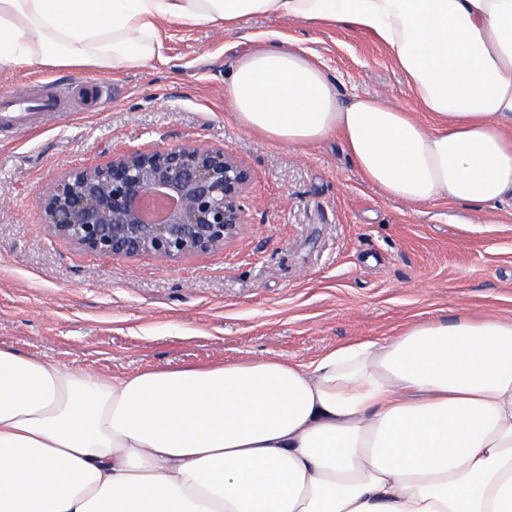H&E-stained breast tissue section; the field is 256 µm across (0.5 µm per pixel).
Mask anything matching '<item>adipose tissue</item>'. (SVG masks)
<instances>
[{
    "label": "adipose tissue",
    "mask_w": 512,
    "mask_h": 512,
    "mask_svg": "<svg viewBox=\"0 0 512 512\" xmlns=\"http://www.w3.org/2000/svg\"><path fill=\"white\" fill-rule=\"evenodd\" d=\"M266 14L376 36L434 124L273 44L231 68L241 126L337 137L408 204L512 202V0H0V68L134 69L163 23ZM0 512H512V319L109 378L0 348Z\"/></svg>",
    "instance_id": "1"
}]
</instances>
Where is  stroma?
Segmentation results:
<instances>
[{"mask_svg":"<svg viewBox=\"0 0 512 512\" xmlns=\"http://www.w3.org/2000/svg\"><path fill=\"white\" fill-rule=\"evenodd\" d=\"M268 42L315 55L341 99L378 94L430 121L381 41L276 15L166 24L162 56L136 69H0V90L21 102L37 83L71 94L32 136L0 133L1 348L109 377L307 364L414 323L512 318L511 209L407 205L369 185L337 138L294 148L237 123L224 82L238 50ZM179 142L223 147L250 169L232 242L165 262L49 233L39 196L62 175Z\"/></svg>","mask_w":512,"mask_h":512,"instance_id":"stroma-1","label":"stroma"}]
</instances>
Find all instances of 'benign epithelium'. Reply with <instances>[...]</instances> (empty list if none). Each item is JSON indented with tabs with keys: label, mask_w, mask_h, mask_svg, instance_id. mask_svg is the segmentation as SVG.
<instances>
[{
	"label": "benign epithelium",
	"mask_w": 512,
	"mask_h": 512,
	"mask_svg": "<svg viewBox=\"0 0 512 512\" xmlns=\"http://www.w3.org/2000/svg\"><path fill=\"white\" fill-rule=\"evenodd\" d=\"M250 182L249 168L224 148L176 143L75 169L48 188L40 204L50 233L86 252L172 260L232 241ZM149 196L174 205L151 220L142 209Z\"/></svg>",
	"instance_id": "7a95c632"
}]
</instances>
